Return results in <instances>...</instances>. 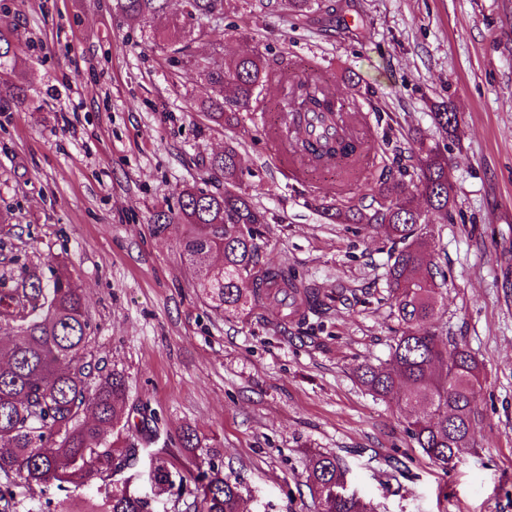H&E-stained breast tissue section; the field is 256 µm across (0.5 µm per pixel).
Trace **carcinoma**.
<instances>
[{"label": "carcinoma", "instance_id": "1", "mask_svg": "<svg viewBox=\"0 0 512 512\" xmlns=\"http://www.w3.org/2000/svg\"><path fill=\"white\" fill-rule=\"evenodd\" d=\"M231 0H185L188 11L172 19L169 31L158 35L175 55L185 21L198 24L224 14ZM319 0H286L291 16H307ZM169 0H113V10L145 29L166 14ZM11 28L0 25V70L11 63ZM216 95L198 105V111L215 124L240 119V113L257 107V90L272 77L260 53L224 61V67L197 65ZM307 100L292 109V119L308 126V112L335 111V95L310 79ZM432 119L455 134L458 116L445 102L433 106ZM300 150L318 159L336 154L351 157L356 145L339 139L336 132L314 137L306 134ZM417 163L413 172L394 174L387 165L372 162L375 195L373 206L345 201L324 214L336 224H362L384 234L394 244L388 265L387 287L391 308L401 326L389 359L379 366L357 369L360 383L382 399L399 398L423 413L408 422L406 430L417 446L443 471L448 458L471 447L475 398L481 367L472 352L456 341L436 334L441 312L439 278L443 274L424 249L430 216L448 218L455 188L448 177V160L427 139H416ZM211 174L224 179V190L186 186L179 191L178 208L156 214V231L174 224L185 231L180 238L183 257L202 295L212 308L226 315L244 317L259 305L275 308L283 319L309 315L325 305V295L308 288L288 266L259 262L258 240L268 224L267 211L258 207L242 188L239 152L233 143L208 158ZM250 226L245 234L240 225ZM223 255L215 267L210 259ZM89 322L80 289L56 274L50 280L31 275L20 286L0 293V512H25L14 490L15 479L27 484L56 486L105 482L115 472L133 469L142 457L149 460L152 480L161 491L192 481L195 496L185 512H241L237 483L224 477L208 453L195 470L173 480L169 459L150 449L160 438L161 419L147 406L137 409L140 423L130 424L126 413L127 380L118 372L91 381L95 366L85 356ZM135 432L138 442L117 447L114 435ZM307 481L335 491L321 499V512H372L369 502L347 489V470L327 453L312 454ZM40 512H76L69 495L47 497ZM81 512H159L157 496L130 488V481L112 486L99 498L89 499Z\"/></svg>", "mask_w": 512, "mask_h": 512}]
</instances>
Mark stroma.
Wrapping results in <instances>:
<instances>
[{
    "label": "stroma",
    "mask_w": 512,
    "mask_h": 512,
    "mask_svg": "<svg viewBox=\"0 0 512 512\" xmlns=\"http://www.w3.org/2000/svg\"><path fill=\"white\" fill-rule=\"evenodd\" d=\"M332 12L283 16L280 0H239L210 20L223 46L186 28L188 59L144 38L112 0H0L12 68L26 97L0 112V289L67 271L90 321L93 363L128 383L179 448L183 468L218 450L244 512H317L311 452L336 455L375 512H512V0H326ZM260 51L275 76L238 125L196 110L212 88L195 63ZM320 70L345 112L366 113L367 149L411 167L414 139L448 158L455 202L431 220L428 250L445 275L437 335L483 368L473 446L443 472L406 431L411 409L361 385L400 325L388 300L391 242L333 224L322 205L369 204V173L335 165L293 179L270 133L285 104L281 73ZM459 114L455 135L430 105ZM241 144L243 181L268 212L259 260L288 265L328 293L310 326L260 306L213 310L193 284L179 229H154L186 185L213 188L205 163ZM399 458L401 469L389 461Z\"/></svg>",
    "instance_id": "35a3bbf8"
}]
</instances>
